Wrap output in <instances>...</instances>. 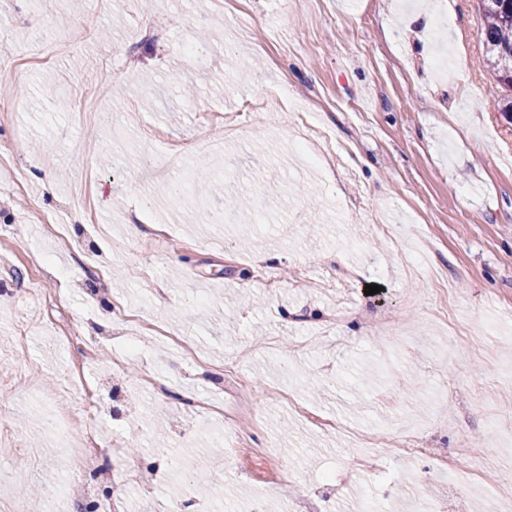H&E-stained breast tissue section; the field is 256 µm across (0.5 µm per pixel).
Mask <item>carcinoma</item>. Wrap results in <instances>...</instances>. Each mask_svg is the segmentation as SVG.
<instances>
[{
    "instance_id": "obj_1",
    "label": "carcinoma",
    "mask_w": 512,
    "mask_h": 512,
    "mask_svg": "<svg viewBox=\"0 0 512 512\" xmlns=\"http://www.w3.org/2000/svg\"><path fill=\"white\" fill-rule=\"evenodd\" d=\"M484 19L487 66L512 90V0H477Z\"/></svg>"
}]
</instances>
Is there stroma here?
Instances as JSON below:
<instances>
[{
    "label": "stroma",
    "mask_w": 512,
    "mask_h": 512,
    "mask_svg": "<svg viewBox=\"0 0 512 512\" xmlns=\"http://www.w3.org/2000/svg\"><path fill=\"white\" fill-rule=\"evenodd\" d=\"M1 19L24 62L0 56V405L27 446L0 454V512L63 490L87 512L93 443L159 469L124 480L125 512L310 492L419 512L439 486L499 512L473 470L512 471V123L476 0H0ZM151 369L167 393L137 390ZM382 427L454 471L382 451L351 475L353 436Z\"/></svg>",
    "instance_id": "35a3bbf8"
}]
</instances>
